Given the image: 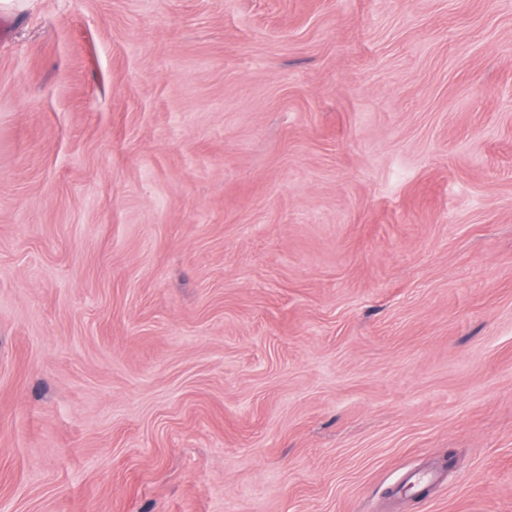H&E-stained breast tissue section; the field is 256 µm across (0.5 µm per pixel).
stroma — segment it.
Returning <instances> with one entry per match:
<instances>
[{
  "mask_svg": "<svg viewBox=\"0 0 512 512\" xmlns=\"http://www.w3.org/2000/svg\"><path fill=\"white\" fill-rule=\"evenodd\" d=\"M0 512H512V0L0 12Z\"/></svg>",
  "mask_w": 512,
  "mask_h": 512,
  "instance_id": "1",
  "label": "stroma"
}]
</instances>
